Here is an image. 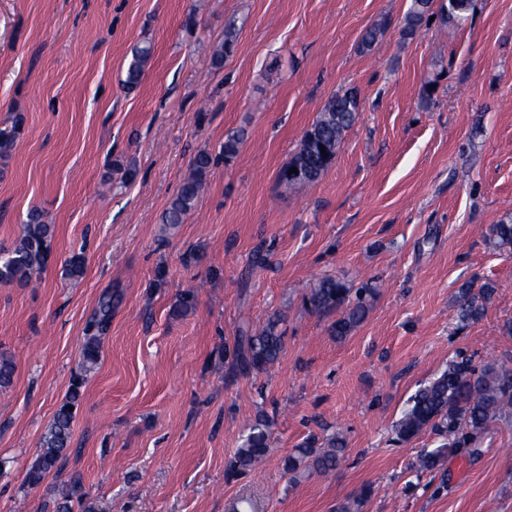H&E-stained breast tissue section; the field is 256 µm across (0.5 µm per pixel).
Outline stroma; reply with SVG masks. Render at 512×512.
<instances>
[{
    "instance_id": "1",
    "label": "stroma",
    "mask_w": 512,
    "mask_h": 512,
    "mask_svg": "<svg viewBox=\"0 0 512 512\" xmlns=\"http://www.w3.org/2000/svg\"><path fill=\"white\" fill-rule=\"evenodd\" d=\"M410 0H0V120L19 117L0 158V248L32 209L53 224L52 256L30 285H0V512H512V413L473 461L417 472L423 431L394 426L421 385L457 356L512 364V253L490 225L512 216V0H471L467 19L403 38ZM386 28L371 50L365 31ZM233 31L221 66L212 53ZM151 48L140 84L125 60ZM357 90L360 110L322 178L289 187L280 168L321 105ZM215 163L183 224H163L200 151ZM84 258L72 277L64 262ZM332 276L378 294L339 340L307 309ZM495 288L460 326L463 284ZM191 293L194 306L176 314ZM118 296L98 369L82 389L61 473L25 482L41 436L81 372L84 328ZM284 318L268 372L236 371L241 331ZM272 451L254 471L228 466L258 417ZM339 433L328 473L289 481L283 460Z\"/></svg>"
}]
</instances>
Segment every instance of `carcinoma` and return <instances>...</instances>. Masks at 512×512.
I'll return each mask as SVG.
<instances>
[{"mask_svg":"<svg viewBox=\"0 0 512 512\" xmlns=\"http://www.w3.org/2000/svg\"><path fill=\"white\" fill-rule=\"evenodd\" d=\"M435 0H411L404 19L402 33L409 37L434 17L446 25L466 19L471 0H447L433 8ZM151 57V48L137 47L132 53L126 71L128 87H136ZM359 115V99L356 92L346 90L332 95L322 105L315 122L307 131L298 151L281 168L279 181L287 186L317 182L335 160L346 133ZM244 140L241 129L225 134L220 154L224 160L234 158ZM214 158L208 152L198 154L189 173L183 178L180 189L163 214L165 224L183 223L204 188L206 176ZM296 168L304 173L297 179L290 175ZM489 244L500 251L512 250V217H507L489 228ZM52 226L44 220V214L35 209L29 213L28 223L23 225L20 238L12 247L3 250L0 258V283L26 285L39 274L51 256ZM494 288L486 285L480 294L464 286L456 295L457 316L461 323L480 320ZM373 288H350L344 281L325 276L314 281L306 302L310 310L327 314L336 312L339 317L330 327L331 334L341 340L351 334L366 318ZM116 298L102 297L98 309L85 326L82 345L83 377L72 381L68 399L56 410L52 422L42 436V452L38 454L26 472V483L41 484L52 470H61L72 434L74 412L80 397V389L86 377L94 373L101 357V335L112 321V308ZM283 319L274 315L264 325L243 332L232 349V357L245 374L267 371L277 363L284 351ZM512 409V367L496 362L477 365L470 358L453 360L448 368L421 387L410 401V406L396 422L394 432L401 441H409L429 429L445 439L439 447L422 451L417 459L416 470L420 473L438 469L447 457H474L478 455L481 438L491 423L499 420ZM344 439L333 434L325 446L313 442L298 445L283 460V470L295 480L303 474L315 471L325 473L335 469L345 453ZM269 424L260 420L250 427L241 448L237 449L231 463V472L243 474L260 464L270 453ZM83 487L77 479L66 484L63 492L62 512H70L69 503L81 500Z\"/></svg>","mask_w":512,"mask_h":512,"instance_id":"obj_1","label":"carcinoma"}]
</instances>
